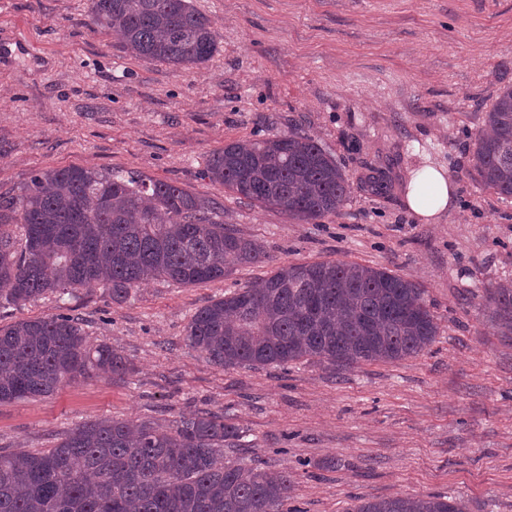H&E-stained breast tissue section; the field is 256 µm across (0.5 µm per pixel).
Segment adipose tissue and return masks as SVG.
Segmentation results:
<instances>
[{"label":"adipose tissue","mask_w":512,"mask_h":512,"mask_svg":"<svg viewBox=\"0 0 512 512\" xmlns=\"http://www.w3.org/2000/svg\"><path fill=\"white\" fill-rule=\"evenodd\" d=\"M456 190L445 167L425 165L408 174L406 205L415 216L428 221L452 204Z\"/></svg>","instance_id":"adipose-tissue-1"}]
</instances>
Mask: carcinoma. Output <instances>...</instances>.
I'll return each mask as SVG.
<instances>
[{
    "label": "carcinoma",
    "mask_w": 512,
    "mask_h": 512,
    "mask_svg": "<svg viewBox=\"0 0 512 512\" xmlns=\"http://www.w3.org/2000/svg\"><path fill=\"white\" fill-rule=\"evenodd\" d=\"M93 27L146 62L178 71L208 62L212 21L192 0H90ZM484 187L512 198V86L500 89L473 143ZM214 183L260 206L314 223L335 214L350 184L336 160L305 136L238 141L215 152ZM21 229L15 246L12 227ZM269 255L224 227L211 203L161 180L69 166L34 174L0 196V305L103 285L123 302L161 278L197 285L227 264ZM492 318L512 335V286L490 295ZM438 325L417 283L384 268L340 261L287 264L202 306L185 343L219 367L286 365L317 358L334 366L396 361L427 350ZM129 361L90 342L71 315L0 326V404L45 397L77 376L122 380ZM240 431L199 411L175 428L94 419L41 451L0 450V512H293L286 470L244 471L224 460ZM351 512H465L443 497L361 498Z\"/></svg>",
    "instance_id": "1"
}]
</instances>
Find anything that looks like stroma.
Returning <instances> with one entry per match:
<instances>
[{
	"label": "stroma",
	"mask_w": 512,
	"mask_h": 512,
	"mask_svg": "<svg viewBox=\"0 0 512 512\" xmlns=\"http://www.w3.org/2000/svg\"><path fill=\"white\" fill-rule=\"evenodd\" d=\"M192 3L218 49L176 71L92 28L88 0H0V193L72 165L142 174L213 201L270 257L196 286L149 280L120 304L96 286L0 306V326L76 316L133 368L0 405V448H50L95 418L171 426L209 410L245 433L225 458L291 473L297 512L407 495L512 512V336L484 309L490 289L512 285V199L478 181L471 150L512 86V0ZM291 133L348 175L338 214L301 223L206 177L225 144ZM423 163L458 185L431 224L405 204L406 172ZM331 260L419 283L440 328L430 349L353 367L221 368L186 346L210 301L281 265Z\"/></svg>",
	"instance_id": "obj_1"
}]
</instances>
